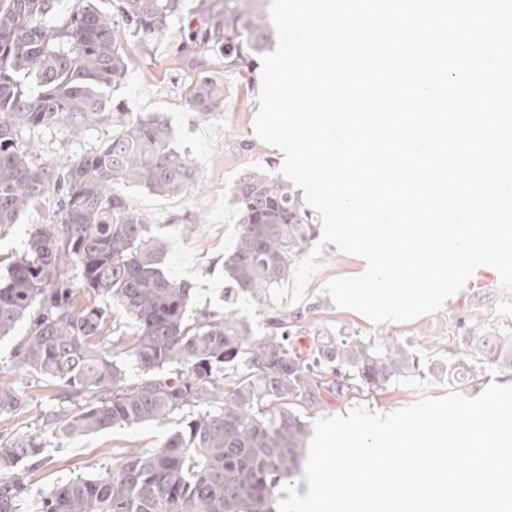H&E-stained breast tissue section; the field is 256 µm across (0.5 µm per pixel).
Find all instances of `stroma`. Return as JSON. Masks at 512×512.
Returning a JSON list of instances; mask_svg holds the SVG:
<instances>
[{
    "label": "stroma",
    "mask_w": 512,
    "mask_h": 512,
    "mask_svg": "<svg viewBox=\"0 0 512 512\" xmlns=\"http://www.w3.org/2000/svg\"><path fill=\"white\" fill-rule=\"evenodd\" d=\"M181 23H174L168 34L153 47L142 48L136 41L121 43L128 60L122 82L109 94L110 102L125 107L135 116L161 115L170 125L175 147L188 153L197 167L193 184L173 196H158L140 186L123 187L130 207L147 214L151 231L166 242L162 270L171 280L187 283L192 293L193 316L206 312L231 314L245 319L255 335L267 334L266 315L247 298L227 296L229 280L224 275V257L237 241L238 216L229 203L237 178L246 171L265 165L280 167L277 151L260 141L253 122L259 109L260 73L251 77H228L219 65H208L216 80L226 81L229 95L223 111L201 117L189 102L198 70L189 68L177 51L182 37ZM112 134L101 125L73 138L66 127L33 132L34 158L40 163L66 162L97 149ZM53 194H45L26 211L17 224L0 228V282L8 275L11 259L25 251L31 225L42 223L55 207ZM320 268L309 281L304 300L288 306V313H300L294 327L295 342L310 347L316 334L357 336L381 349L391 343L407 346L419 360L416 373L400 376L376 390L349 392L321 391L320 403L300 408L306 421L323 416L344 415L356 406L379 413H389L410 405L421 396L440 397L451 389L447 377L436 375L437 367L460 357L463 345L473 329L490 336H512V316L496 314L502 299L498 272L482 268L481 280H469L466 286L439 312L400 324L375 326L360 317L337 309L325 295V283L344 277L354 269L352 258L325 246L319 258ZM110 335L101 337L114 360L124 367L127 381L135 382L142 374L129 358L137 326L122 314L108 320ZM30 329L29 320L20 321L10 336L0 339V385L14 386L27 395L25 413L0 417V439L20 432L40 433L38 412L61 393L57 384L25 375L18 370L17 350ZM192 409H184L165 423H143L131 427L116 426L88 435L59 440L47 437L48 459L23 474L25 493L20 512H36L44 492L77 477H92L124 459L128 451L157 448L181 421L191 418Z\"/></svg>",
    "instance_id": "35a3bbf8"
}]
</instances>
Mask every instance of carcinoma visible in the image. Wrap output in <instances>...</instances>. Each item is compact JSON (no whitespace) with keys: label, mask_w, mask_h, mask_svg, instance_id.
Wrapping results in <instances>:
<instances>
[{"label":"carcinoma","mask_w":512,"mask_h":512,"mask_svg":"<svg viewBox=\"0 0 512 512\" xmlns=\"http://www.w3.org/2000/svg\"><path fill=\"white\" fill-rule=\"evenodd\" d=\"M263 0H112V13L75 0L66 21L48 16L53 0H0V228L49 191L56 210L33 225L27 249L0 285V336L22 319L31 327L17 358L21 367L69 388L71 412L48 408L43 423L78 437L117 425L165 422L207 398L217 399L172 431L152 451H133L92 478L80 477L43 495L41 512H272L282 478L300 468L307 423L296 407L313 405L324 373L345 375L369 389L419 369L408 348L382 350L352 336H323L305 357L288 342L300 318L269 308L272 332L255 335L243 319L205 313L186 318L191 288L167 278L159 264L165 243L150 218L131 208L119 186L139 185L170 196L196 177L194 160L171 147L157 115L110 110L107 89L127 73L121 42L160 40L184 14L195 17L179 45L193 67L224 64L244 76L273 39ZM227 86L209 77L192 85L189 101L206 117L224 110ZM112 125L98 149L68 163L37 165L20 144L27 130L66 126L75 138ZM241 232L224 259L231 288L258 305L288 277L315 227L288 183L262 170L240 176L230 196ZM80 265L85 303L74 306L64 263ZM138 326L129 357L146 378L131 386L97 343L109 314L101 300ZM512 367V336L469 338L448 365V379L467 385L485 364ZM181 370L175 377L163 372ZM228 374L219 392L212 375ZM26 405L0 386V416ZM33 435L0 440V512H18L25 491L21 466L45 456Z\"/></svg>","instance_id":"carcinoma-1"}]
</instances>
